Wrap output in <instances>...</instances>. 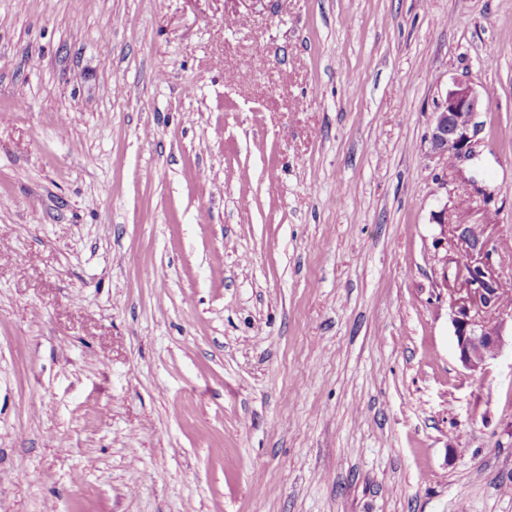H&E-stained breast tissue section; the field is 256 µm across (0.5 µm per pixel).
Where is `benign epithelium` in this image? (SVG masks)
<instances>
[{"label":"benign epithelium","mask_w":512,"mask_h":512,"mask_svg":"<svg viewBox=\"0 0 512 512\" xmlns=\"http://www.w3.org/2000/svg\"><path fill=\"white\" fill-rule=\"evenodd\" d=\"M483 104L474 87L456 82L448 89L446 107L433 113L431 150L448 158V168L463 175L462 163L471 159L473 139L483 130L478 121ZM463 248L465 273L450 289V308L456 350L464 367L476 371L496 358L502 349V279L497 272L501 258L496 246L475 229L456 225Z\"/></svg>","instance_id":"benign-epithelium-1"}]
</instances>
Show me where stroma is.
<instances>
[{
	"label": "stroma",
	"mask_w": 512,
	"mask_h": 512,
	"mask_svg": "<svg viewBox=\"0 0 512 512\" xmlns=\"http://www.w3.org/2000/svg\"><path fill=\"white\" fill-rule=\"evenodd\" d=\"M459 223L512 244V0H0V512H512ZM483 104L474 87L456 82L448 90L447 105L434 112L430 133L431 150L449 160L448 168L463 175L462 163L471 159L473 139L483 130L478 121Z\"/></svg>",
	"instance_id": "35a3bbf8"
}]
</instances>
